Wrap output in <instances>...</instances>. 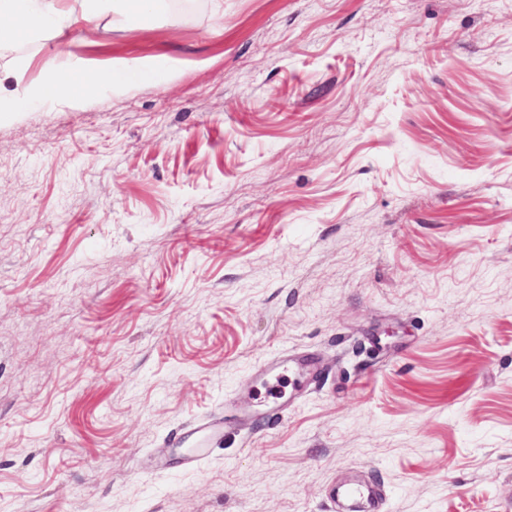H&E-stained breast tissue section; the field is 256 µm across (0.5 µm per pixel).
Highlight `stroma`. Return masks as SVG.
Masks as SVG:
<instances>
[{"label":"stroma","mask_w":512,"mask_h":512,"mask_svg":"<svg viewBox=\"0 0 512 512\" xmlns=\"http://www.w3.org/2000/svg\"><path fill=\"white\" fill-rule=\"evenodd\" d=\"M61 49L160 65L0 115V512L512 505V0H157L18 42L0 96ZM219 419H202L180 430L171 442L180 450L158 449L155 457L159 470H184L199 465L209 454L211 445L222 437Z\"/></svg>","instance_id":"obj_1"}]
</instances>
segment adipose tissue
Instances as JSON below:
<instances>
[{
	"instance_id": "1",
	"label": "adipose tissue",
	"mask_w": 512,
	"mask_h": 512,
	"mask_svg": "<svg viewBox=\"0 0 512 512\" xmlns=\"http://www.w3.org/2000/svg\"><path fill=\"white\" fill-rule=\"evenodd\" d=\"M151 0H0V15L11 25L0 31V48L11 45L21 35H33L51 28L61 31L89 23L99 13L131 14L147 17ZM44 80L36 85L15 90L11 101L15 111H23L47 99H63L74 108L83 103L82 91L87 87H113L147 77L149 67L141 66L120 72L112 70L86 75L81 64L58 53L43 65Z\"/></svg>"
}]
</instances>
